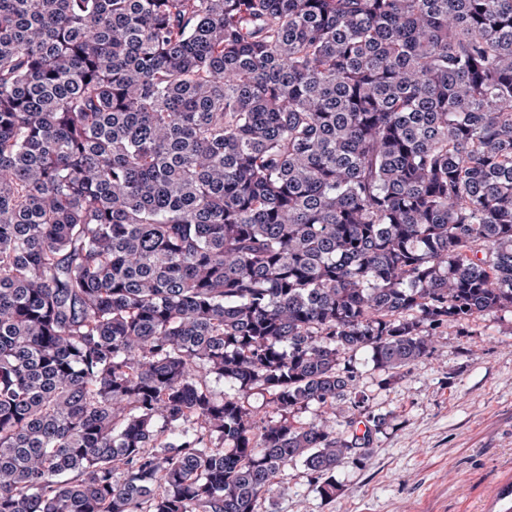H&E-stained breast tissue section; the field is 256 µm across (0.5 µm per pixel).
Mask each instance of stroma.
<instances>
[{"mask_svg": "<svg viewBox=\"0 0 512 512\" xmlns=\"http://www.w3.org/2000/svg\"><path fill=\"white\" fill-rule=\"evenodd\" d=\"M356 387L385 423L362 464H340L337 493L316 491L302 461L288 463L258 512H483L512 470V314L445 330L431 356L385 381L357 353Z\"/></svg>", "mask_w": 512, "mask_h": 512, "instance_id": "1", "label": "stroma"}]
</instances>
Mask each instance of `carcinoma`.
Returning <instances> with one entry per match:
<instances>
[{"label":"carcinoma","instance_id":"1","mask_svg":"<svg viewBox=\"0 0 512 512\" xmlns=\"http://www.w3.org/2000/svg\"><path fill=\"white\" fill-rule=\"evenodd\" d=\"M503 312L512 0H0V512L331 498L348 354Z\"/></svg>","mask_w":512,"mask_h":512}]
</instances>
